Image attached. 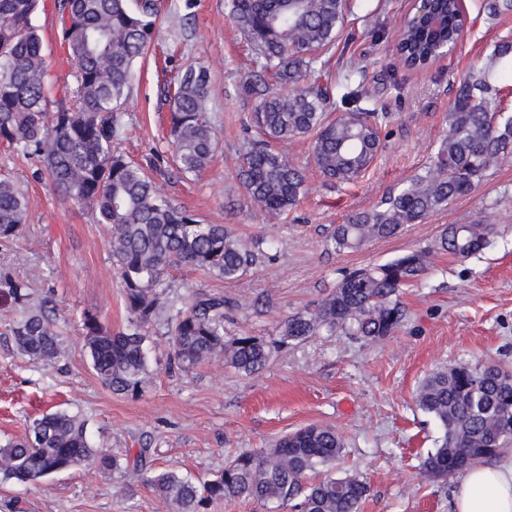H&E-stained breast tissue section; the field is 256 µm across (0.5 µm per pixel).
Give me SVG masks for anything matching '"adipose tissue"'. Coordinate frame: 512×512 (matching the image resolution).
<instances>
[{
    "mask_svg": "<svg viewBox=\"0 0 512 512\" xmlns=\"http://www.w3.org/2000/svg\"><path fill=\"white\" fill-rule=\"evenodd\" d=\"M453 512H512V457L474 464L452 491Z\"/></svg>",
    "mask_w": 512,
    "mask_h": 512,
    "instance_id": "adipose-tissue-1",
    "label": "adipose tissue"
}]
</instances>
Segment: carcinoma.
I'll list each match as a JSON object with an SVG mask.
<instances>
[{"label": "carcinoma", "mask_w": 512, "mask_h": 512, "mask_svg": "<svg viewBox=\"0 0 512 512\" xmlns=\"http://www.w3.org/2000/svg\"><path fill=\"white\" fill-rule=\"evenodd\" d=\"M61 38L73 68L70 103L54 112L48 63L32 24L38 0H0V141L34 160L60 200L91 210L111 231L112 266L118 275L131 328L113 333L97 316H84L85 348L97 379L117 395H138L146 382L148 327L168 303L170 272L188 267L217 280L234 281L255 265L259 251L244 246L224 224H200L189 211L161 195L138 164L112 149L122 126L119 110L127 98L133 68L156 29L154 0H57ZM229 14L254 51L253 74L243 84L258 105L250 121L263 134L242 158L240 177L251 204L271 216L288 212L303 192L305 173L272 143L314 136L318 170L338 186L357 179L378 154L386 112L378 91H366L349 70L338 85L317 81L300 89L272 92L265 77L282 86L317 70L318 51L335 44L347 0H228ZM461 0H432L429 12L442 16L434 27L427 15L404 23L397 50L411 68H427L440 49L459 36ZM209 76L191 64L179 71L171 103L170 146L180 170L202 172L218 139L207 115ZM512 87V40L496 37L491 53L460 82L448 111V132L433 164L410 177L381 205L336 225L329 242L337 251L357 250L397 235L448 202L470 193L500 160L512 156V116L499 115L497 98ZM340 112L330 120L329 112ZM26 196L0 179V241L20 233ZM491 224H450L433 247L413 250L386 264L346 274L315 308L280 324L281 342L301 343L322 333L346 332L365 340L393 333L406 313L399 291L419 280L435 253L467 258L490 243ZM19 308L9 327L18 355L37 364L62 355L47 300L30 307L27 281L4 282ZM230 305L219 293L192 295L172 318L169 346L184 371L217 358L245 375L264 369L270 348L241 333L225 341ZM417 402L441 426L437 448L422 462V473L445 478L475 463L500 457L512 443V371L497 365L457 363L430 373ZM341 435L331 426L308 425L255 455H242L209 480L174 471L144 469L143 455L122 462L106 448L91 445L87 423L70 410L33 419L24 436L0 444V481L30 483L58 471L97 464L107 472H137L177 512H210L228 499L293 504L296 512H359L369 488L357 475L328 474L303 486L319 467L331 470L342 454Z\"/></svg>", "instance_id": "1"}]
</instances>
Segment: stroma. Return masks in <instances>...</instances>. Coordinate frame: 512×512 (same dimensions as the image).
Masks as SVG:
<instances>
[{"mask_svg": "<svg viewBox=\"0 0 512 512\" xmlns=\"http://www.w3.org/2000/svg\"><path fill=\"white\" fill-rule=\"evenodd\" d=\"M409 7V0H350L335 46L320 53L322 79L338 81L353 67L366 86L379 90L388 118L376 160L355 183L338 189L314 164L312 136L281 143L306 179L296 205L275 218L249 203L238 176L257 137L250 125L257 101L241 92L252 71L249 45L225 0H195L190 11L185 0H159L157 37L136 64L121 110L124 132L113 147L148 169L159 191L200 223L227 225L242 241L267 246L260 262L233 282L190 268L172 271V304L149 328V374L139 395L105 388L85 349L84 314L97 315L114 332L128 327L108 227L90 211L61 203L32 160L0 144V176L28 199L19 236L0 242V280H26L34 299L53 298L63 349L47 366L17 356L5 334L17 307L0 292L1 441L23 435L26 419L67 409L87 419L94 445L131 460L145 453L155 471L209 479L236 457L269 448L300 427L331 425L345 441L335 474L358 475L369 487L361 512H451L454 478L421 474L442 429L418 406L417 391L443 365L496 363L512 370V158L472 192L394 237L341 252L328 238L334 226L374 208L429 165L460 79L490 53L492 35L512 37V13L492 21L484 0H465L467 28L456 53L420 71L405 67L396 50ZM32 22L54 93L62 95L72 78L57 0H40ZM190 63L208 70V116L219 134L210 164L197 176L178 171L167 142V85ZM488 217L496 233L487 248L464 260L436 256L414 286L402 289L406 319L391 335L365 341L339 332L281 344V322L327 298L346 273L425 247L446 225ZM200 290L222 293L231 303L227 336L245 332L270 346L263 370L245 376L220 361L189 371L171 365L174 307ZM0 512L172 510L147 482L89 465L33 484L1 483Z\"/></svg>", "mask_w": 512, "mask_h": 512, "instance_id": "35a3bbf8", "label": "stroma"}]
</instances>
